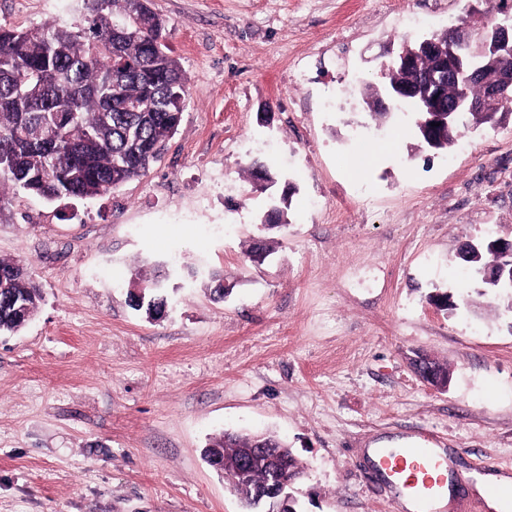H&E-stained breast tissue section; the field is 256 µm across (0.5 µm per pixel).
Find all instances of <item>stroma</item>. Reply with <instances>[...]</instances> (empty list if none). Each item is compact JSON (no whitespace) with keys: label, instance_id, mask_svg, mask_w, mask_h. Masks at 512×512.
<instances>
[{"label":"stroma","instance_id":"1","mask_svg":"<svg viewBox=\"0 0 512 512\" xmlns=\"http://www.w3.org/2000/svg\"><path fill=\"white\" fill-rule=\"evenodd\" d=\"M188 107L148 173L66 215L7 192L0 258L34 319L0 334V512H242L203 451L270 431L303 467L304 512H398L364 470L436 438L444 512H494L512 477V312L461 248L512 240V123L419 152L414 115L359 106L403 40L476 25L462 0H150ZM83 0H0V26L80 23ZM261 162L275 182L254 187ZM287 194L271 228L272 197ZM269 250L261 263L246 250ZM159 280L163 318L128 298ZM233 290L214 300L202 273ZM445 292L442 310L428 297ZM447 367L422 381L416 356ZM24 266L26 267L25 264L15 260L0 259V271L5 274L3 283L0 281V295L11 291L21 295L26 294L23 302L35 313L42 300V293ZM28 288L31 289L28 290Z\"/></svg>","mask_w":512,"mask_h":512}]
</instances>
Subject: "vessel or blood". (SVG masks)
Masks as SVG:
<instances>
[{"mask_svg":"<svg viewBox=\"0 0 512 512\" xmlns=\"http://www.w3.org/2000/svg\"><path fill=\"white\" fill-rule=\"evenodd\" d=\"M378 481L395 490L401 512H438L448 495V452L421 443L376 448L368 456Z\"/></svg>","mask_w":512,"mask_h":512,"instance_id":"obj_1","label":"vessel or blood"}]
</instances>
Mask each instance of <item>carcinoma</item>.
<instances>
[{
  "label": "carcinoma",
  "instance_id": "obj_1",
  "mask_svg": "<svg viewBox=\"0 0 512 512\" xmlns=\"http://www.w3.org/2000/svg\"><path fill=\"white\" fill-rule=\"evenodd\" d=\"M75 26L46 25L36 32L0 27V190H22L48 203L86 200L145 175L176 133L188 102L187 77L163 42L165 24L147 0H84ZM431 62L408 76L390 63L386 83L421 84ZM479 82L448 83V99L481 97ZM512 119V100L495 112H467L437 134L435 150L448 148L465 128H495ZM23 127L50 131L42 140L20 136ZM463 261L474 273L499 270L497 289L512 309V267L501 266L496 240L468 244ZM0 292L23 295L36 311L41 289L24 264L0 259ZM142 307L166 302L159 281L142 271ZM224 453L228 485H284L275 496L240 498L243 512H301L288 481L302 472L288 444L273 433L226 431L208 453Z\"/></svg>",
  "mask_w": 512,
  "mask_h": 512
}]
</instances>
